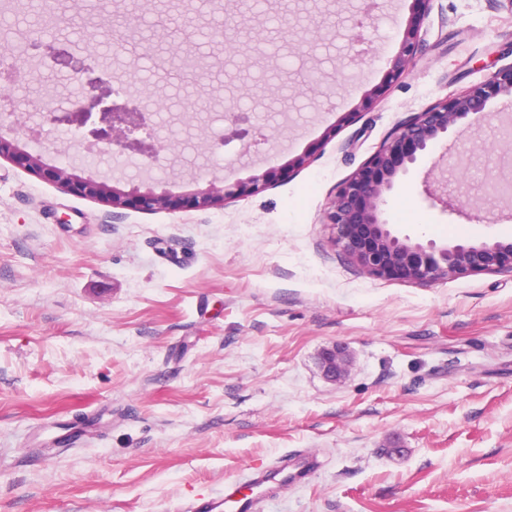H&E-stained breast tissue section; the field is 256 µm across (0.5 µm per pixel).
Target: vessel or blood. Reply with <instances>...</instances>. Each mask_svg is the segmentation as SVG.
Masks as SVG:
<instances>
[{
	"instance_id": "b4317fda",
	"label": "vessel or blood",
	"mask_w": 512,
	"mask_h": 512,
	"mask_svg": "<svg viewBox=\"0 0 512 512\" xmlns=\"http://www.w3.org/2000/svg\"><path fill=\"white\" fill-rule=\"evenodd\" d=\"M318 468L316 458L305 450L295 449L258 470L240 474L221 490L180 506L179 512H254L273 491L312 476Z\"/></svg>"
}]
</instances>
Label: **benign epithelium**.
<instances>
[{"instance_id": "benign-epithelium-1", "label": "benign epithelium", "mask_w": 512, "mask_h": 512, "mask_svg": "<svg viewBox=\"0 0 512 512\" xmlns=\"http://www.w3.org/2000/svg\"><path fill=\"white\" fill-rule=\"evenodd\" d=\"M412 7L398 52L390 61L387 79L372 87L366 97L382 98L390 83L402 77L416 64L424 50L421 29L434 9L435 0H411ZM315 32L323 29L336 32L344 38L339 26L346 22L341 14L324 12L318 3H313ZM57 16L46 12L38 16L35 28L24 33L25 40L39 53L56 65L69 71L73 78L81 81L84 88L79 105L61 110L47 108L39 113L40 126L49 130L65 129L87 143L91 158L102 155L115 159L141 156L139 168L150 171L168 137L161 135V128L151 111L156 101L144 87L130 88L122 76L112 71L93 56V64L75 56L58 44L52 36ZM295 24L288 14L280 16L278 38L293 45ZM167 31L161 17L144 32L135 19L127 18L122 23H112V44L125 47L133 41L151 43ZM247 36V31L238 23H226L214 29L212 37L224 39V45H234ZM168 67L194 81L205 77L200 58L177 46L169 49ZM512 97V63L496 69L486 80L476 83L461 93L439 98L407 120L396 126L370 156L364 166L343 181L329 202L326 221L338 229L339 240L350 258L368 274L378 278H397L419 284H431L465 273L503 272L512 273V240L482 241L479 243H456L437 245L430 241L422 244L409 236L396 235L384 218L383 206L386 196L393 190L399 174L407 171L440 139L448 135L449 129L467 119L479 125L490 112V103L499 97ZM251 120L247 112L239 111L237 97L224 99V135L207 144L209 153L233 140L242 141V151L237 159L247 156L251 143L246 141ZM19 157L27 168L47 177L61 189L76 195L103 200L114 208L132 206L146 212L170 208L173 196L158 180H142L125 191L121 181L85 177L78 168L47 166L39 153L24 152L11 141L0 136V157ZM234 162L224 161V177H212L206 187L194 193L197 206L207 207L228 199H238L257 194L267 188L269 172L253 174L247 180H231ZM324 376L336 383L342 381L349 369V358L345 349L334 345L325 349L320 357Z\"/></svg>"}]
</instances>
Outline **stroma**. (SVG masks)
Returning a JSON list of instances; mask_svg holds the SVG:
<instances>
[{"mask_svg": "<svg viewBox=\"0 0 512 512\" xmlns=\"http://www.w3.org/2000/svg\"><path fill=\"white\" fill-rule=\"evenodd\" d=\"M89 0H34L57 12L58 39L103 53ZM410 0H326L371 12L357 42L321 41L308 56L278 44L283 5L249 0L254 43L276 49L289 114L259 108L221 65L210 12L193 16L188 51L211 76L185 86L166 47L141 56V78L198 141L207 99L240 93L266 126L251 150L263 173L306 161L262 192L209 208L187 199L193 149L160 152L151 176L178 199L144 212L63 191L0 158V512H176L293 448L321 463L263 512H512V273H467L429 285L369 275L335 240L325 212L337 187L386 134L436 99L512 62V9L438 0L425 50L385 98L365 103L399 49ZM16 81L0 83V137L47 164L80 163L66 131L32 135L45 103L73 106L77 81L21 49ZM322 72V96L300 86ZM479 127L461 121L447 147L398 177L385 217L425 242L512 239V204L479 220L478 189L496 172L501 97ZM353 120H345V113ZM336 134L325 137L327 128ZM452 155L448 215L423 197L433 157ZM68 225H61V218ZM346 347L351 364L327 380L320 356Z\"/></svg>", "mask_w": 512, "mask_h": 512, "instance_id": "1", "label": "stroma"}]
</instances>
